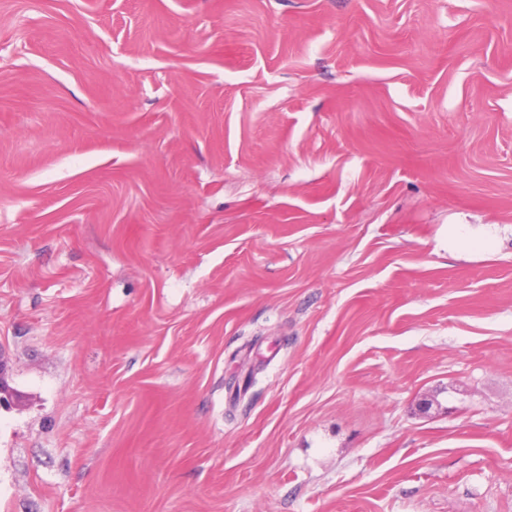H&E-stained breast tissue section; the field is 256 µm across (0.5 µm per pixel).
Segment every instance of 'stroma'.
Returning a JSON list of instances; mask_svg holds the SVG:
<instances>
[{
  "mask_svg": "<svg viewBox=\"0 0 512 512\" xmlns=\"http://www.w3.org/2000/svg\"><path fill=\"white\" fill-rule=\"evenodd\" d=\"M0 512H512V0H0Z\"/></svg>",
  "mask_w": 512,
  "mask_h": 512,
  "instance_id": "35a3bbf8",
  "label": "stroma"
}]
</instances>
